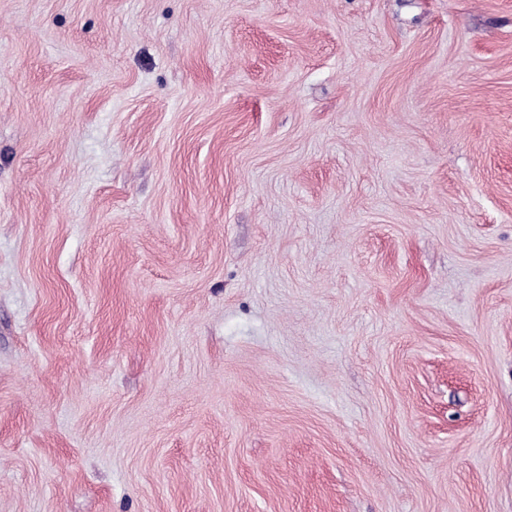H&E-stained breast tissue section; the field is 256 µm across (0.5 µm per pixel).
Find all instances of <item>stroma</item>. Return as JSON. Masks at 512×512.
Wrapping results in <instances>:
<instances>
[{"instance_id": "35a3bbf8", "label": "stroma", "mask_w": 512, "mask_h": 512, "mask_svg": "<svg viewBox=\"0 0 512 512\" xmlns=\"http://www.w3.org/2000/svg\"><path fill=\"white\" fill-rule=\"evenodd\" d=\"M0 512H512V0H0Z\"/></svg>"}]
</instances>
